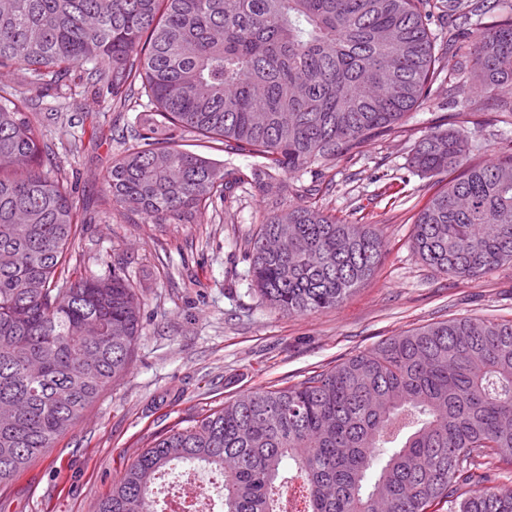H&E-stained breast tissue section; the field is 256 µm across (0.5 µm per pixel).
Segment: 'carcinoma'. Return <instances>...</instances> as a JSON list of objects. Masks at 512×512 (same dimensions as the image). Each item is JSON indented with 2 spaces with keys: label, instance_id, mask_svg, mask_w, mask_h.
Masks as SVG:
<instances>
[{
  "label": "carcinoma",
  "instance_id": "obj_1",
  "mask_svg": "<svg viewBox=\"0 0 512 512\" xmlns=\"http://www.w3.org/2000/svg\"><path fill=\"white\" fill-rule=\"evenodd\" d=\"M439 12L447 24L428 27ZM467 76L462 111L495 102L512 121V4L503 0H0V70L29 86L87 81L114 101L135 82L148 97L104 176L112 207L148 224H190L248 181L180 150L186 133L302 176L392 130L422 107L442 73L437 43ZM39 123L21 92L0 94V486L124 375L141 335L123 267L70 265L79 215L67 177L43 169ZM411 163L448 174L416 214L423 262L459 279L512 262V153L480 160L464 135L434 127ZM288 251L274 214L250 241L252 281L286 313L340 304L377 268L381 240L315 204L288 207ZM289 269L288 278L282 277ZM512 320L468 317L385 339L297 385L244 395L159 437L128 466L98 512H158L152 486L173 462L224 474L220 512H512V486L484 476L512 465Z\"/></svg>",
  "mask_w": 512,
  "mask_h": 512
}]
</instances>
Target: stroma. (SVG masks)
I'll return each instance as SVG.
<instances>
[{"label":"stroma","mask_w":512,"mask_h":512,"mask_svg":"<svg viewBox=\"0 0 512 512\" xmlns=\"http://www.w3.org/2000/svg\"><path fill=\"white\" fill-rule=\"evenodd\" d=\"M423 108L394 132L368 141L334 167L312 166L301 178L280 173L237 186L190 224H144L113 210L103 177L124 151L123 137L142 110L134 102L103 104L74 68L68 80L30 91L23 68L0 72V89L29 92L41 117L45 167L65 175L81 223L71 249L82 269L104 273L122 260L141 302L142 333L125 375L112 382L53 448L6 487L0 512H97L125 467L170 430L240 396L304 381L373 349L388 337L460 317L512 319V262L477 279L459 280L424 264L412 248L419 203L437 178L409 166L432 127L462 130L482 158L504 138L493 113L465 121L456 87V57ZM180 149L249 174L258 156L235 155L186 134ZM317 186L319 208L354 224H370L382 241L377 270L338 306L285 314L254 291L247 242L275 209L299 204Z\"/></svg>","instance_id":"obj_1"}]
</instances>
